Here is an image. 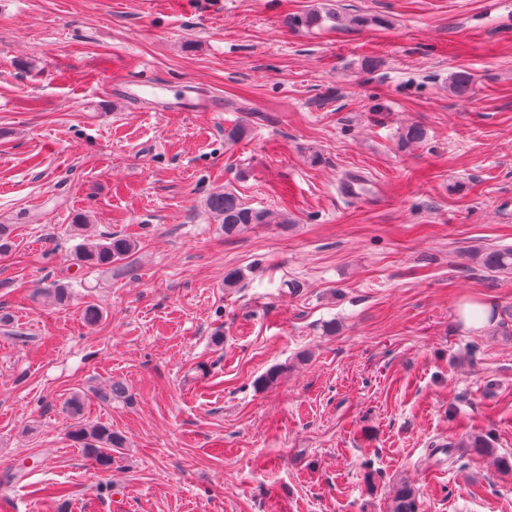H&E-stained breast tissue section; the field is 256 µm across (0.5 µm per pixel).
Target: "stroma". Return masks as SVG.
Instances as JSON below:
<instances>
[{
  "mask_svg": "<svg viewBox=\"0 0 512 512\" xmlns=\"http://www.w3.org/2000/svg\"><path fill=\"white\" fill-rule=\"evenodd\" d=\"M314 10L349 22L289 26ZM132 75L209 106L111 93ZM227 187L289 223L224 236ZM78 214L140 250L53 306ZM0 224V512H391L403 483L512 512V275L470 259L512 247V0H0ZM114 380L131 403L84 410L126 438L105 470L65 403Z\"/></svg>",
  "mask_w": 512,
  "mask_h": 512,
  "instance_id": "1",
  "label": "stroma"
}]
</instances>
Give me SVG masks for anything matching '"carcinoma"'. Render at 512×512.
Here are the masks:
<instances>
[{"label":"carcinoma","instance_id":"cac0c4a2","mask_svg":"<svg viewBox=\"0 0 512 512\" xmlns=\"http://www.w3.org/2000/svg\"><path fill=\"white\" fill-rule=\"evenodd\" d=\"M328 18L341 25L345 17L335 12L321 15L309 12L291 19L292 24L312 28L321 24L323 18ZM450 86L459 96H468L473 90V79L466 71L452 74ZM425 138V130L419 125H407L398 133L400 145L407 146L419 143ZM207 211L221 224L224 235L233 236L248 228L261 224H289L291 219L284 213L275 216L265 209L253 208L244 203L237 193L226 188L210 193L205 200ZM138 252L137 241L124 236H108L104 239H88L75 252V265L78 270L110 269L118 263L130 264L135 261ZM472 260L485 269L494 273L512 274V248H501L490 251H480L472 254ZM70 285L54 284L42 289V295L51 303L61 305L69 297ZM92 395L105 405L114 403L128 404L132 401L123 383L114 381L103 389L92 391ZM86 395L82 391L73 393L67 401L66 410L73 420L69 437L84 448L88 458L99 466H112V453L125 447L121 434L112 427L90 422L83 417ZM392 512H421V504L416 491L409 485L397 487L393 498Z\"/></svg>","mask_w":512,"mask_h":512}]
</instances>
